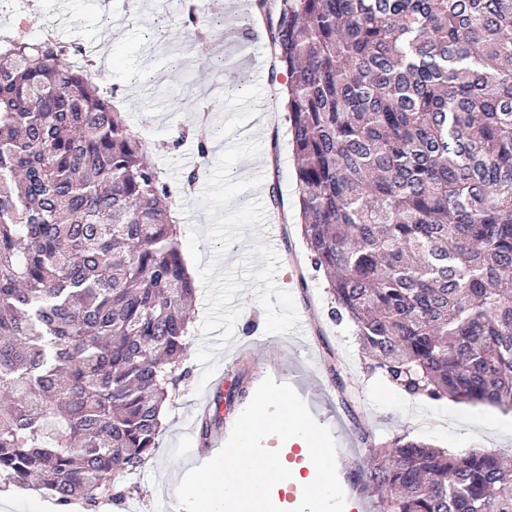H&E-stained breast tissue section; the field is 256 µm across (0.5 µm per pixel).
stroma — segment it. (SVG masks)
Returning <instances> with one entry per match:
<instances>
[{
    "label": "stroma",
    "mask_w": 512,
    "mask_h": 512,
    "mask_svg": "<svg viewBox=\"0 0 512 512\" xmlns=\"http://www.w3.org/2000/svg\"><path fill=\"white\" fill-rule=\"evenodd\" d=\"M18 20L0 17V32L21 22L25 38L45 28L69 48H82L104 65L105 84L117 90L114 99L131 129L144 140L145 150L168 183L173 198L181 202V233L207 229L208 218L196 206L220 152L240 129L261 145L258 158L243 160L232 169V180L251 177L261 170L263 178L252 190L237 196L241 206L259 200L266 217L282 222L281 237L266 238L261 227L244 229L228 250L221 269L237 264L258 242L268 241L281 265L276 285L294 298L306 333L269 334L265 314L246 282L233 304L240 307L233 337L218 352L215 377L202 381L196 353L202 343H216V333L202 334L206 290L194 277V319L189 330L185 365L180 382L161 415V434L155 455L139 471L123 475V485L133 492L123 501L100 498L95 504L75 501L69 507L53 506L50 496L20 490L0 478V512H38L52 505L53 512H158L163 500L190 468L205 460L199 442V411L215 404L217 395L236 386L254 393L265 378L290 384L307 405L317 423L330 429L337 456L345 473L342 487L349 492L345 512H374L376 493L357 489L354 473L369 449L383 446L395 434L410 433L438 448L500 450L512 454V412L496 407L434 401L402 392L380 374L370 372L367 359L355 340L350 324L332 322L323 276L305 260V242L298 217V182L288 132L287 74L284 68L267 65L271 50L266 24H258L253 60H238L235 68L214 66V59L231 57L235 48L225 34L239 29L252 14V0H214L223 24L211 29L214 58L202 57L199 47H187L173 19L162 16L158 0H113L112 18L104 20L100 0H15ZM234 87L225 94L223 84ZM193 129L179 139L180 129ZM210 146L200 156L198 140ZM201 170L192 190H184L186 174ZM343 363L357 390L352 406H344L329 372Z\"/></svg>",
    "instance_id": "1"
}]
</instances>
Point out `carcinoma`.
I'll return each mask as SVG.
<instances>
[{"label":"carcinoma","instance_id":"carcinoma-1","mask_svg":"<svg viewBox=\"0 0 512 512\" xmlns=\"http://www.w3.org/2000/svg\"><path fill=\"white\" fill-rule=\"evenodd\" d=\"M288 72L307 259L412 396L512 411V0H254ZM184 5L181 33L203 40ZM171 191L52 40L0 47V475L124 500L183 377L194 288ZM378 512H512L502 451L397 434Z\"/></svg>","mask_w":512,"mask_h":512}]
</instances>
